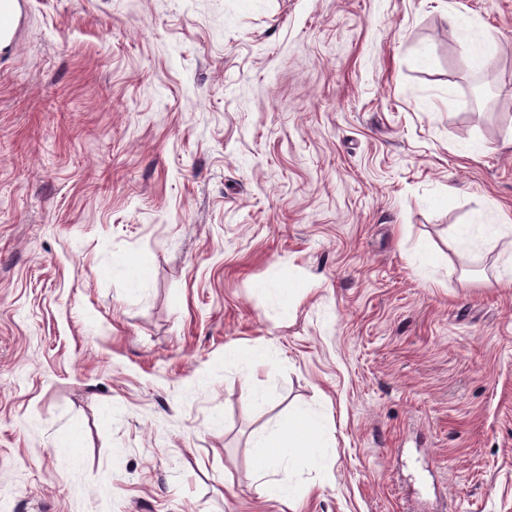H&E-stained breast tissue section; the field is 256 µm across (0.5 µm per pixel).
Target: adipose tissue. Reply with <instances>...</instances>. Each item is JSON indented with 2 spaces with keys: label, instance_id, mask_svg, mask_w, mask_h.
<instances>
[{
  "label": "adipose tissue",
  "instance_id": "1",
  "mask_svg": "<svg viewBox=\"0 0 512 512\" xmlns=\"http://www.w3.org/2000/svg\"><path fill=\"white\" fill-rule=\"evenodd\" d=\"M512 237V217L489 213L479 218L477 226L458 227L456 244L472 248ZM323 412L310 406L292 418L274 420L252 439L254 480L267 496L283 498L291 487L285 477L292 469L325 460L332 445L322 429Z\"/></svg>",
  "mask_w": 512,
  "mask_h": 512
}]
</instances>
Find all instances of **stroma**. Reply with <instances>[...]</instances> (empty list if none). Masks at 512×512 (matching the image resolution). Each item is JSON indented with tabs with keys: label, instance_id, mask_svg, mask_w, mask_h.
I'll list each match as a JSON object with an SVG mask.
<instances>
[{
	"label": "stroma",
	"instance_id": "35a3bbf8",
	"mask_svg": "<svg viewBox=\"0 0 512 512\" xmlns=\"http://www.w3.org/2000/svg\"><path fill=\"white\" fill-rule=\"evenodd\" d=\"M452 11L505 64L483 94ZM493 206L512 0H28L0 57V512H512V286L451 244ZM266 347L259 410L232 359ZM307 405L334 450L289 505L250 443Z\"/></svg>",
	"mask_w": 512,
	"mask_h": 512
}]
</instances>
